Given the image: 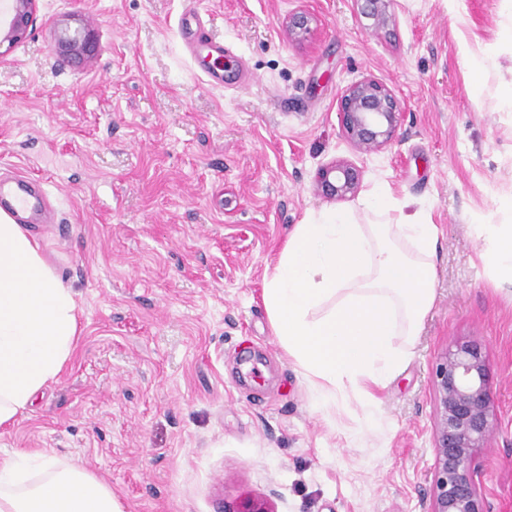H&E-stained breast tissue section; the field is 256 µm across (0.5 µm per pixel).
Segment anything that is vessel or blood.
Wrapping results in <instances>:
<instances>
[{
    "label": "vessel or blood",
    "instance_id": "obj_1",
    "mask_svg": "<svg viewBox=\"0 0 512 512\" xmlns=\"http://www.w3.org/2000/svg\"><path fill=\"white\" fill-rule=\"evenodd\" d=\"M178 30L193 57L209 60V67L204 70L207 83L214 87H223L226 75L235 73L236 67L223 42L211 36L200 11H183ZM0 204L7 205L9 211L22 219L27 214L44 208L45 195L39 185L19 177L9 182H0Z\"/></svg>",
    "mask_w": 512,
    "mask_h": 512
}]
</instances>
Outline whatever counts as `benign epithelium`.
<instances>
[{
  "label": "benign epithelium",
  "instance_id": "1",
  "mask_svg": "<svg viewBox=\"0 0 512 512\" xmlns=\"http://www.w3.org/2000/svg\"><path fill=\"white\" fill-rule=\"evenodd\" d=\"M38 0H10L8 16L0 20V56L31 32ZM364 17L380 29L388 24L392 0H358ZM310 16L297 11L289 17L293 34L308 30ZM60 53L73 62L94 54L91 35L63 33L58 38ZM338 115L346 141L360 153L386 147L395 137L401 119L400 103L385 84L366 77L342 92ZM362 171L353 162L340 159L318 170L315 185L325 196L345 199L360 187ZM436 392L433 496L424 512H487L479 451L487 447L493 430L494 403L489 369L483 348L462 342L438 359L432 371ZM224 512H275L264 498L244 495Z\"/></svg>",
  "mask_w": 512,
  "mask_h": 512
}]
</instances>
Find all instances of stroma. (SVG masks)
<instances>
[{
    "label": "stroma",
    "instance_id": "35a3bbf8",
    "mask_svg": "<svg viewBox=\"0 0 512 512\" xmlns=\"http://www.w3.org/2000/svg\"><path fill=\"white\" fill-rule=\"evenodd\" d=\"M194 7L244 61V88L209 86L177 28ZM503 0H392L375 30L357 0H40L0 57V175L40 179L56 209L34 225L84 308L58 383L13 425L0 457L51 450L104 477L125 512H224L244 494L276 512H422L435 464L431 369L482 345L495 425L482 449L489 512H512V284L483 259L512 225V80ZM310 13V34L288 17ZM92 30L75 65L62 28ZM490 56L482 96L464 54ZM401 124L356 153L338 120L365 77ZM339 159L356 196L315 189ZM438 226L435 302L367 423L355 395L319 402L274 336L262 291L308 210L359 208L375 187Z\"/></svg>",
    "mask_w": 512,
    "mask_h": 512
}]
</instances>
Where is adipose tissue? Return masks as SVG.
<instances>
[{"label": "adipose tissue", "mask_w": 512, "mask_h": 512, "mask_svg": "<svg viewBox=\"0 0 512 512\" xmlns=\"http://www.w3.org/2000/svg\"><path fill=\"white\" fill-rule=\"evenodd\" d=\"M483 257L512 280V225H489ZM83 310L40 238L0 209V428L56 383ZM0 512H124L111 486L75 460L15 452L0 460Z\"/></svg>", "instance_id": "obj_1"}]
</instances>
